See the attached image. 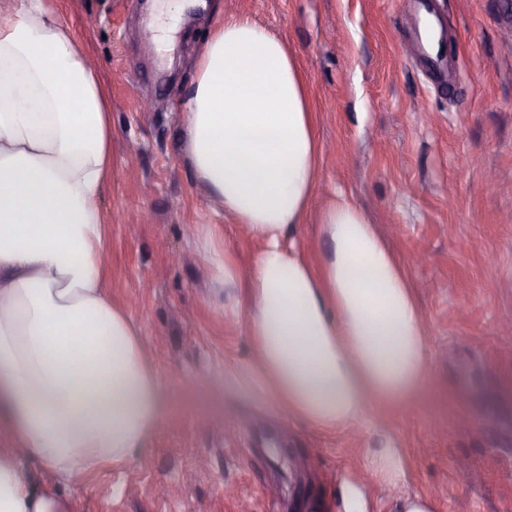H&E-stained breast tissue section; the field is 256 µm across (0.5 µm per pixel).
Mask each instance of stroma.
<instances>
[{
  "instance_id": "1",
  "label": "stroma",
  "mask_w": 512,
  "mask_h": 512,
  "mask_svg": "<svg viewBox=\"0 0 512 512\" xmlns=\"http://www.w3.org/2000/svg\"><path fill=\"white\" fill-rule=\"evenodd\" d=\"M152 0H58L107 87L102 202L112 297L139 322L166 411L124 465L88 474L75 512H334L367 451L393 443L405 493L438 512H512V0H434L448 64L410 56L422 0H206L170 51ZM238 15L285 40L323 153L314 209L343 195L405 258L430 379L409 405L317 431L245 371L253 349L213 260L259 251L195 176L175 109L205 33Z\"/></svg>"
}]
</instances>
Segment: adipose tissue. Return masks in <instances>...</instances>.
<instances>
[{
	"mask_svg": "<svg viewBox=\"0 0 512 512\" xmlns=\"http://www.w3.org/2000/svg\"><path fill=\"white\" fill-rule=\"evenodd\" d=\"M46 0H0V512H73L94 471L131 461L165 409L138 322L112 299L106 90ZM178 102L198 180L258 240L250 265H215L268 396L321 430L410 404L428 381L427 332L401 256L355 203H312L320 165L312 96L286 43L246 17L208 34ZM317 215L318 258L293 248ZM31 458L53 482H34ZM372 485L407 480L396 448Z\"/></svg>",
	"mask_w": 512,
	"mask_h": 512,
	"instance_id": "obj_1",
	"label": "adipose tissue"
}]
</instances>
